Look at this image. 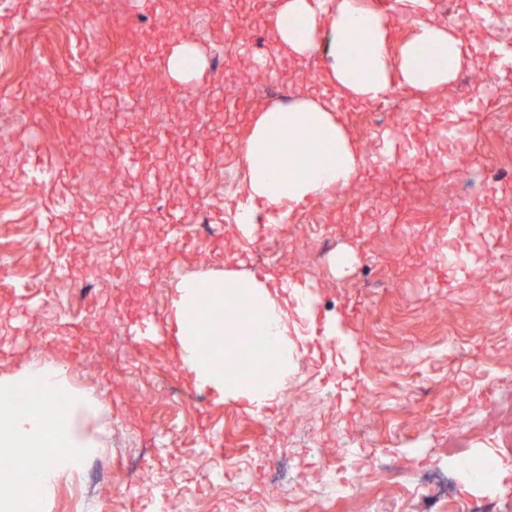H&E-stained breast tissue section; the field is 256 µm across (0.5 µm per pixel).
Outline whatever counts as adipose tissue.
<instances>
[{
    "label": "adipose tissue",
    "mask_w": 512,
    "mask_h": 512,
    "mask_svg": "<svg viewBox=\"0 0 512 512\" xmlns=\"http://www.w3.org/2000/svg\"><path fill=\"white\" fill-rule=\"evenodd\" d=\"M276 40L288 54L303 56L324 47L328 79L340 94L375 101L393 87L420 92L441 89L470 63V51L453 26L417 22L399 58L388 52L387 16L340 0H281ZM245 203L237 223L248 231L254 206L271 211L342 190L364 160L338 113L325 101L303 98L258 113L245 138ZM179 359L198 387L221 399L244 401L249 411L270 406L293 358L288 314L277 292L253 275L225 273L185 277L172 301ZM261 337L246 348L241 339Z\"/></svg>",
    "instance_id": "obj_1"
}]
</instances>
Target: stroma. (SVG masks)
I'll use <instances>...</instances> for the list:
<instances>
[{"instance_id": "35a3bbf8", "label": "stroma", "mask_w": 512, "mask_h": 512, "mask_svg": "<svg viewBox=\"0 0 512 512\" xmlns=\"http://www.w3.org/2000/svg\"><path fill=\"white\" fill-rule=\"evenodd\" d=\"M73 12L44 0H0V377L31 364L64 369L74 390L91 391L102 412L82 421L101 443L81 472L50 490L46 512H161L190 500L196 512H460L494 501L512 512V414L499 401L512 374V278L480 286L471 273L490 263L477 232L500 215L512 236V179L487 177L512 159V137L485 146H459L452 167L435 164L434 126L448 117L457 89L409 91L408 102L341 103L344 126L364 157L346 189L294 206L281 233L307 220L325 225L331 247L299 271L296 252L261 248L238 229L237 202L246 176L245 136L257 113L309 93L335 98L323 50L292 56L278 49L267 19L280 0H171L160 22L142 0H76ZM391 22L388 47L398 54L416 20L455 26L471 46L467 74L494 77L512 99V69L495 47L512 44V0H440L405 12L399 0H357ZM129 30L134 44L121 73L93 68L84 86L63 82L80 71L101 34ZM183 43L205 58L200 77L180 82L168 57ZM222 66H215V56ZM432 103L427 112L418 102ZM125 116L113 120L115 108ZM171 138L159 143L157 126ZM400 129L401 152H414L405 172L381 169L368 145ZM139 155L143 180L114 182L113 144ZM212 161L198 179L183 170L202 150ZM482 199L465 206L461 185ZM87 202L83 224L108 214L107 234L84 237L70 223L77 194ZM189 217L176 259L157 265L151 280L130 279L155 258L167 235L165 203ZM206 219L201 242L196 212ZM67 259L68 277L35 270L34 247ZM201 260H193L196 250ZM353 252L354 262L334 266ZM227 272L300 277L319 291L317 321L349 304L356 353L338 361L329 346H313V327L289 301L293 363L261 415L239 401H221L195 386L179 362L178 344L133 342L132 319L172 318L180 277ZM409 473L395 483L380 476L355 495L343 494L341 464L323 473L336 449ZM187 465L173 472L171 452ZM152 475L138 485L139 472ZM302 475L304 492L289 498Z\"/></svg>"}]
</instances>
